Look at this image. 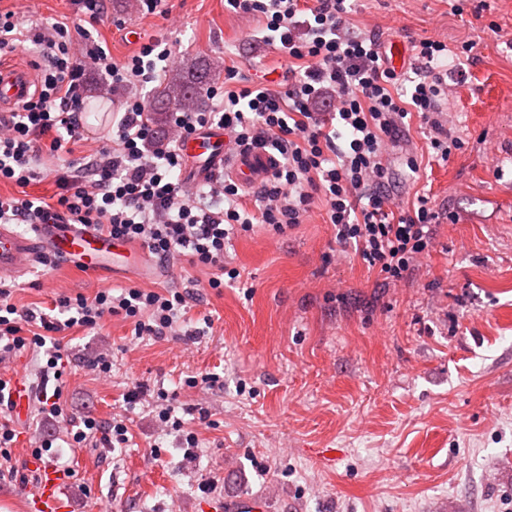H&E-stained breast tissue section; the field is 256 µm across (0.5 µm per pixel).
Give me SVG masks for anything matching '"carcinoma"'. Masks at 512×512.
Masks as SVG:
<instances>
[{"instance_id":"carcinoma-1","label":"carcinoma","mask_w":512,"mask_h":512,"mask_svg":"<svg viewBox=\"0 0 512 512\" xmlns=\"http://www.w3.org/2000/svg\"><path fill=\"white\" fill-rule=\"evenodd\" d=\"M216 62L200 58L179 70L171 80L155 93L148 105L158 124H163L172 112H192L201 104L202 87L216 76Z\"/></svg>"}]
</instances>
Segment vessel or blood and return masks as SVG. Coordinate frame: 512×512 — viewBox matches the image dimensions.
Listing matches in <instances>:
<instances>
[{
	"label": "vessel or blood",
	"mask_w": 512,
	"mask_h": 512,
	"mask_svg": "<svg viewBox=\"0 0 512 512\" xmlns=\"http://www.w3.org/2000/svg\"><path fill=\"white\" fill-rule=\"evenodd\" d=\"M35 70L21 58L0 63V112L11 111L22 104L33 91ZM184 153L207 167L223 168L225 173L244 185H251L271 171L269 154L253 150L233 156L224 152V132L210 129L195 135L183 144ZM75 263L88 271L107 268L108 257L131 255L128 243L83 224H36L29 232L20 233L0 225V280H18L30 272L44 253ZM31 390L24 377H17L13 400L14 414L25 420L30 412ZM29 467L38 478L34 497L37 512H53L63 489L54 463L33 459Z\"/></svg>",
	"instance_id": "vessel-or-blood-1"
}]
</instances>
